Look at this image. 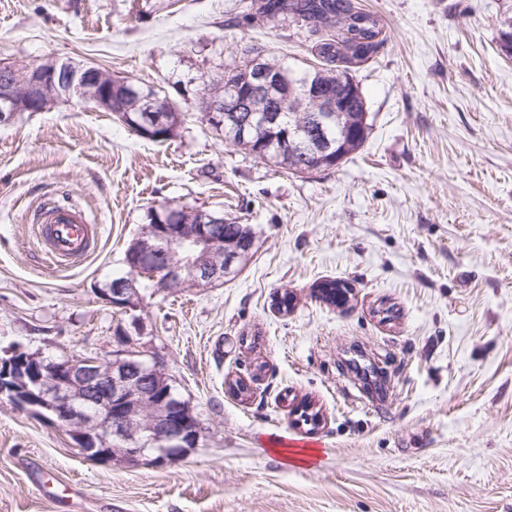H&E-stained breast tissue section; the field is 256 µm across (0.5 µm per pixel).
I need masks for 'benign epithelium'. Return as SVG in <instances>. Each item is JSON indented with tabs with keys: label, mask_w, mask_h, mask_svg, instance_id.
<instances>
[{
	"label": "benign epithelium",
	"mask_w": 512,
	"mask_h": 512,
	"mask_svg": "<svg viewBox=\"0 0 512 512\" xmlns=\"http://www.w3.org/2000/svg\"><path fill=\"white\" fill-rule=\"evenodd\" d=\"M262 56L250 58L243 81L227 80L224 92L211 94L198 104L201 119L210 127L245 140L257 124L274 127L279 116L266 105L274 97L277 83ZM129 81L71 58L46 57L37 63L0 66V126L24 112H45L61 103L78 101L102 112H116L117 88ZM146 116L134 128L139 135L159 142L177 135L170 112L176 103L159 88L139 89ZM320 104V113L304 131L285 129L279 142L300 144L313 167L340 164L343 153L324 136V129L345 111L342 96L317 83H306L298 98H285L291 110L301 112L307 101ZM155 220L167 228L145 226L132 240L125 265L128 275L110 288L100 289L103 299L126 312L143 300L141 279L148 277L155 290L163 292L182 282L189 272L197 274L199 286L224 280L238 258L229 253L227 268L209 263L211 254L224 246L212 227L224 223V215L199 209L195 220L181 219L178 209L161 205L152 209ZM42 414L53 416L68 428L85 452L97 459L127 463L168 461L197 444L202 426L195 410L173 400L165 364L158 358L141 359L133 350H119L110 360L69 358L60 365L47 364L39 354L14 351L0 359V398ZM161 455L155 456L153 452Z\"/></svg>",
	"instance_id": "benign-epithelium-1"
}]
</instances>
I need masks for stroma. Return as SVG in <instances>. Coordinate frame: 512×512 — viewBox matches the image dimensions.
Masks as SVG:
<instances>
[{"label":"stroma","mask_w":512,"mask_h":512,"mask_svg":"<svg viewBox=\"0 0 512 512\" xmlns=\"http://www.w3.org/2000/svg\"><path fill=\"white\" fill-rule=\"evenodd\" d=\"M250 2L0 0V63L69 57L182 113L161 144L76 102L0 127V359L108 358L121 326L203 425L183 457L126 464L2 398L0 512H512V0H359L385 27L351 70L370 133L311 174L199 118L202 79L245 45L316 61L304 30L248 19ZM62 201L101 236L53 267L33 214ZM160 204L252 225L254 254L224 283L118 312L97 290ZM333 279L349 285L336 306L316 293ZM353 347L385 359L383 393L341 371ZM305 401L321 423L300 421Z\"/></svg>","instance_id":"obj_1"}]
</instances>
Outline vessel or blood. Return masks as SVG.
Here are the masks:
<instances>
[{
  "label": "vessel or blood",
  "mask_w": 512,
  "mask_h": 512,
  "mask_svg": "<svg viewBox=\"0 0 512 512\" xmlns=\"http://www.w3.org/2000/svg\"><path fill=\"white\" fill-rule=\"evenodd\" d=\"M39 235L52 263L71 265L85 256L97 240L98 227L75 205L53 204L38 215Z\"/></svg>",
  "instance_id": "1"
}]
</instances>
